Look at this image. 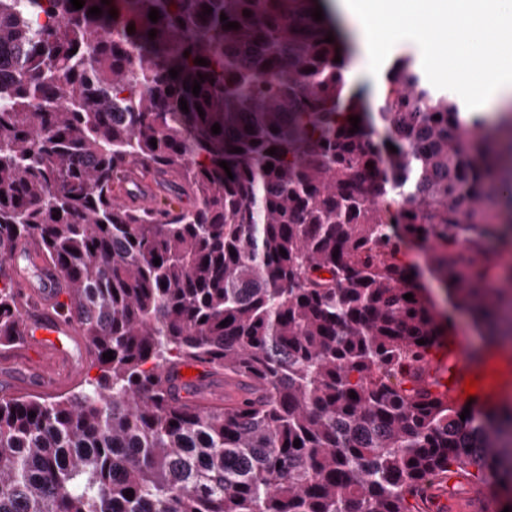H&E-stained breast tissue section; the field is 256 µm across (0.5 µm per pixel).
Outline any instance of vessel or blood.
Listing matches in <instances>:
<instances>
[{
  "instance_id": "1",
  "label": "vessel or blood",
  "mask_w": 512,
  "mask_h": 512,
  "mask_svg": "<svg viewBox=\"0 0 512 512\" xmlns=\"http://www.w3.org/2000/svg\"><path fill=\"white\" fill-rule=\"evenodd\" d=\"M126 190L120 191L119 200L148 208L153 204L154 179L136 172L127 174ZM17 287L18 320L21 334L32 345V352L17 350L0 355V360L27 366L32 384L10 381L0 382V395L14 397L31 390L48 391L68 383L74 374L72 352L77 344L74 321L59 311L66 297V284L54 268L42 263L37 246L20 248L14 265ZM431 375L439 379L441 392L456 400L465 398L464 380L474 377L478 391L472 396L473 404L480 405L495 399L505 387L512 385V359L489 350L481 357L470 352L465 337H456L450 350L435 357L429 364ZM223 376L207 366L198 373L185 376L173 372L168 384L173 396L182 402L205 406L208 388L222 383ZM460 477L448 475L428 489L423 508L425 512H495L494 500L485 492L460 490Z\"/></svg>"
}]
</instances>
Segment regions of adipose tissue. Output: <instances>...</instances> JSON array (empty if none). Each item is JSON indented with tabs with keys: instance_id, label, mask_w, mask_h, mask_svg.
<instances>
[{
	"instance_id": "obj_1",
	"label": "adipose tissue",
	"mask_w": 512,
	"mask_h": 512,
	"mask_svg": "<svg viewBox=\"0 0 512 512\" xmlns=\"http://www.w3.org/2000/svg\"><path fill=\"white\" fill-rule=\"evenodd\" d=\"M361 35L358 69L378 74L379 33L408 13L439 18L448 46L446 77L462 101L512 103V0H337Z\"/></svg>"
}]
</instances>
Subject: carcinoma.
<instances>
[{"instance_id":"obj_1","label":"carcinoma","mask_w":512,"mask_h":512,"mask_svg":"<svg viewBox=\"0 0 512 512\" xmlns=\"http://www.w3.org/2000/svg\"><path fill=\"white\" fill-rule=\"evenodd\" d=\"M320 4L0 0V351L20 340L10 261L33 240L99 371L0 398V512H412L451 469L512 508V408L462 419L431 396L447 343L399 257L430 243L455 302L496 316L508 294L485 296V243L512 246L503 149L410 56L351 132L358 96ZM134 166L158 178L152 208L115 195ZM187 363L245 397L173 402L162 372Z\"/></svg>"}]
</instances>
